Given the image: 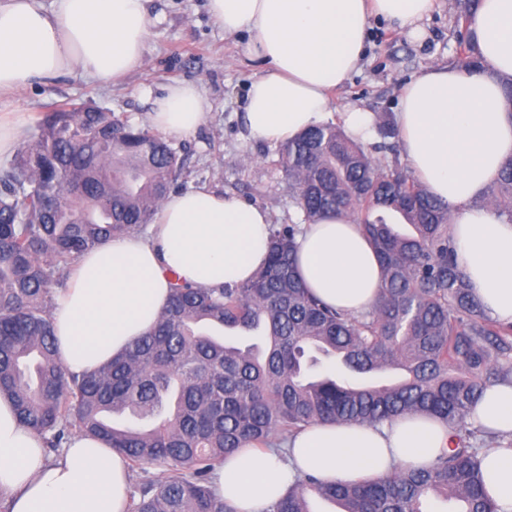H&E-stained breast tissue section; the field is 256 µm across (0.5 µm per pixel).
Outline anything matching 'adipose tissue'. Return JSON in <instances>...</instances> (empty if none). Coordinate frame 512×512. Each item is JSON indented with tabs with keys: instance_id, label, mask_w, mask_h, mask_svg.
<instances>
[{
	"instance_id": "obj_1",
	"label": "adipose tissue",
	"mask_w": 512,
	"mask_h": 512,
	"mask_svg": "<svg viewBox=\"0 0 512 512\" xmlns=\"http://www.w3.org/2000/svg\"><path fill=\"white\" fill-rule=\"evenodd\" d=\"M149 0H0V96L80 68L101 81L143 64ZM435 0H208L217 24L247 33L251 60L265 67L249 85L244 122L269 143L293 140L332 112L331 93L364 56L370 16L412 38ZM470 30L484 68L431 66L402 89L400 138L409 172L448 203L459 269L495 319L512 322V223L480 198L512 158V102L500 82L512 75V0H479ZM211 115L195 84L176 83L157 98L152 126L193 134ZM263 209L198 184L168 195L147 234L117 236L83 254L51 317L63 366L94 370L156 324L172 277L217 288L252 277L266 261L271 235ZM299 272L329 306L357 315L381 288L377 257L345 216L304 225ZM477 426L512 433V379L489 387L471 415ZM444 423L405 417L391 423L318 424L283 448L245 446L217 469L218 496L234 512H266L298 479L378 481L426 468L450 445ZM44 438L19 423L0 395V494L9 512H127L124 457L100 440L74 435L56 458ZM484 487L499 512H512V449L484 450Z\"/></svg>"
}]
</instances>
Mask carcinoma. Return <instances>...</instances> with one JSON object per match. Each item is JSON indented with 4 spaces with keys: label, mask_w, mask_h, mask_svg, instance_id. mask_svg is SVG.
<instances>
[{
    "label": "carcinoma",
    "mask_w": 512,
    "mask_h": 512,
    "mask_svg": "<svg viewBox=\"0 0 512 512\" xmlns=\"http://www.w3.org/2000/svg\"><path fill=\"white\" fill-rule=\"evenodd\" d=\"M478 0H456L467 28ZM464 59L479 66L471 32ZM370 156L338 124L284 143L277 163L308 222L351 216L382 270L375 304L358 315L330 308L296 269L295 224L272 229L255 276L219 288L172 279L154 328L119 357L82 375L57 361L52 286L84 252L141 232L170 192L182 163L162 137L89 100L43 113L34 133L0 168V392L20 423L61 448L75 429L107 442L129 465L166 467L141 485L128 512H234L212 489L216 467L244 442L272 446L315 423L392 422L430 415L448 424L451 448L428 470L375 482L327 484L305 475L267 512H424L441 493L458 512H497L478 466L477 400L512 378V324L490 317L458 269L448 204L401 166L394 146ZM65 198L61 210L50 204ZM487 205L512 222V160L489 187ZM401 213L400 233L381 212ZM257 332L266 350L226 339ZM313 349L336 357L343 378L312 374ZM393 368L397 384L358 388L354 378Z\"/></svg>",
    "instance_id": "carcinoma-1"
}]
</instances>
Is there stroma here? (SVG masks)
Instances as JSON below:
<instances>
[{
  "label": "stroma",
  "instance_id": "obj_1",
  "mask_svg": "<svg viewBox=\"0 0 512 512\" xmlns=\"http://www.w3.org/2000/svg\"><path fill=\"white\" fill-rule=\"evenodd\" d=\"M149 7L152 22L142 69L114 82L78 72L36 81L1 100L0 115L24 113L32 128L50 105L92 99L144 127L154 101L169 85L198 84L211 102L212 116L191 137L171 141L183 162L176 190L205 182L266 210L272 223H304L303 212L288 195L277 145L253 138L243 123L247 89L260 70L243 54L246 34L224 33L209 14L207 0H151ZM454 21L455 0H436L420 39L402 36L382 18L371 19L363 65L335 92L331 123L341 122L343 112L354 107L395 116L408 81L428 66L455 60Z\"/></svg>",
  "mask_w": 512,
  "mask_h": 512
}]
</instances>
